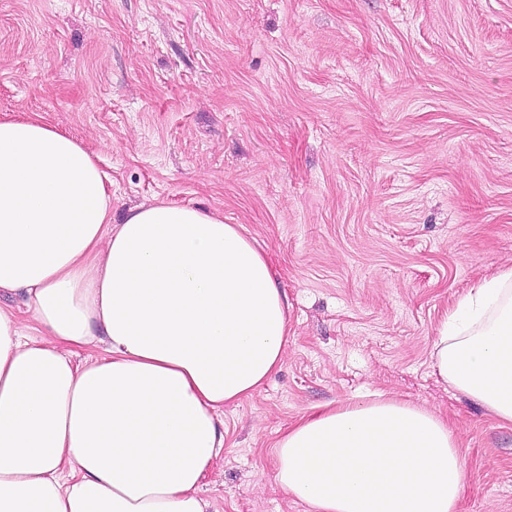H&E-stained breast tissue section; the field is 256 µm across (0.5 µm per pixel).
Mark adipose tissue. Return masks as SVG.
Masks as SVG:
<instances>
[{"mask_svg": "<svg viewBox=\"0 0 512 512\" xmlns=\"http://www.w3.org/2000/svg\"><path fill=\"white\" fill-rule=\"evenodd\" d=\"M0 512H208L225 404L287 353V306L254 239L158 203L112 221L105 176L37 114L0 120ZM452 387L512 424V269L434 344ZM313 512H456L457 440L400 401L329 407L275 445Z\"/></svg>", "mask_w": 512, "mask_h": 512, "instance_id": "ef3b65f1", "label": "adipose tissue"}]
</instances>
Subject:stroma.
Returning <instances> with one entry per match:
<instances>
[{
    "label": "stroma",
    "mask_w": 512,
    "mask_h": 512,
    "mask_svg": "<svg viewBox=\"0 0 512 512\" xmlns=\"http://www.w3.org/2000/svg\"><path fill=\"white\" fill-rule=\"evenodd\" d=\"M40 114L106 173L264 249L288 350L224 407L211 512H310L274 445L395 399L461 445L457 512H512V425L432 369L442 322L512 267V0H0V118Z\"/></svg>",
    "instance_id": "obj_1"
}]
</instances>
